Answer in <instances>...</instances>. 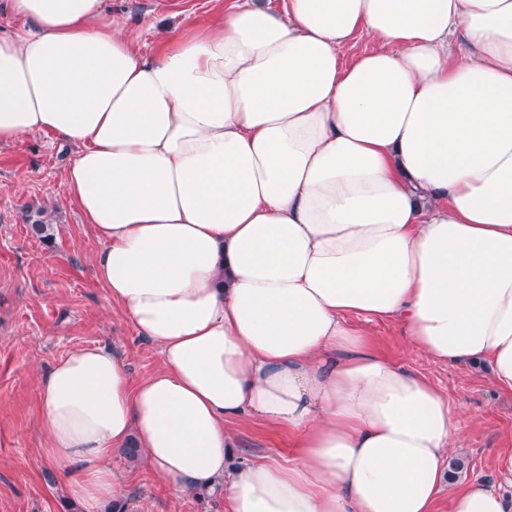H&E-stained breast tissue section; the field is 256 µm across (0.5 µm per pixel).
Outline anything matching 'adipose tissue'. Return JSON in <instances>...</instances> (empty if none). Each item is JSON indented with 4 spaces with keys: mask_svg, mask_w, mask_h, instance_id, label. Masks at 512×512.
<instances>
[{
    "mask_svg": "<svg viewBox=\"0 0 512 512\" xmlns=\"http://www.w3.org/2000/svg\"><path fill=\"white\" fill-rule=\"evenodd\" d=\"M0 144L78 149L65 186L113 303L160 348L132 385L83 347L43 373L49 445L85 512L113 450L230 512H433L460 425L348 318L401 325L512 395V0H235L141 53L104 0H8ZM364 34L375 49L343 65ZM296 455L235 472L230 422ZM452 512H512L471 480Z\"/></svg>",
    "mask_w": 512,
    "mask_h": 512,
    "instance_id": "ef3b65f1",
    "label": "adipose tissue"
}]
</instances>
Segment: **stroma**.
I'll return each instance as SVG.
<instances>
[{
  "label": "stroma",
  "mask_w": 512,
  "mask_h": 512,
  "mask_svg": "<svg viewBox=\"0 0 512 512\" xmlns=\"http://www.w3.org/2000/svg\"><path fill=\"white\" fill-rule=\"evenodd\" d=\"M233 0H104L106 16L146 52L187 24L212 25ZM77 149L35 133L0 146V512H84L66 492L67 479L43 450L48 442L38 393L42 374L69 351L116 350L133 383L161 367L160 348L142 337L115 305L95 268L102 247L63 182ZM44 217L53 236L33 235ZM375 352L424 377L452 403L461 426L455 448L461 479H478L512 498V396L501 394L487 363L444 365L411 346L388 320L350 317ZM232 465L259 456L288 461L287 431L243 420L232 423ZM126 512H225L220 495L186 494L154 478L142 459L116 450Z\"/></svg>",
  "instance_id": "obj_1"
}]
</instances>
